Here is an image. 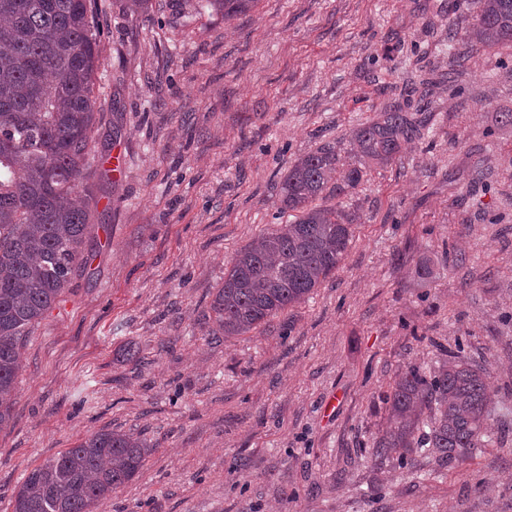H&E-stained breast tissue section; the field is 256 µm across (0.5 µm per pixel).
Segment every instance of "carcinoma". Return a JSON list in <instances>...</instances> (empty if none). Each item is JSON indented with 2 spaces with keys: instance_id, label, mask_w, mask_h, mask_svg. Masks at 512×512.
Instances as JSON below:
<instances>
[{
  "instance_id": "carcinoma-1",
  "label": "carcinoma",
  "mask_w": 512,
  "mask_h": 512,
  "mask_svg": "<svg viewBox=\"0 0 512 512\" xmlns=\"http://www.w3.org/2000/svg\"><path fill=\"white\" fill-rule=\"evenodd\" d=\"M203 2L231 20L258 0ZM471 34L489 48L512 46V0H484ZM98 37L96 0H0V427L11 419L25 334L84 260L91 203L75 197H93ZM424 126L420 110L394 105L350 131L347 155L323 144L290 166L280 203L293 221L235 253L210 305L217 330L241 336L309 298L339 268L358 220L312 202L357 188L365 161L392 163ZM488 379L487 367L451 351L436 368L407 367L385 397L374 462L425 456L452 469L497 443ZM152 451L130 434L91 432L28 473L13 512H96Z\"/></svg>"
}]
</instances>
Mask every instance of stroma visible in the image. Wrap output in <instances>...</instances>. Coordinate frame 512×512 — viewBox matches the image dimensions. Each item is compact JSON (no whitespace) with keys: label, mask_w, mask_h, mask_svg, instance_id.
<instances>
[{"label":"stroma","mask_w":512,"mask_h":512,"mask_svg":"<svg viewBox=\"0 0 512 512\" xmlns=\"http://www.w3.org/2000/svg\"><path fill=\"white\" fill-rule=\"evenodd\" d=\"M482 2L259 0L228 21L99 0L108 177L87 267L23 343L0 512L101 429L154 451L100 512H512V47L448 39ZM425 80V135L315 200L358 215L336 272L246 335H213L235 251L288 219L283 173ZM448 351L489 368L504 442L451 470L375 464L385 395Z\"/></svg>","instance_id":"1"}]
</instances>
